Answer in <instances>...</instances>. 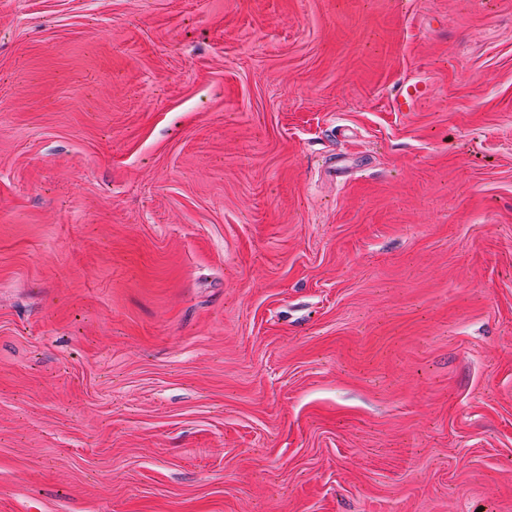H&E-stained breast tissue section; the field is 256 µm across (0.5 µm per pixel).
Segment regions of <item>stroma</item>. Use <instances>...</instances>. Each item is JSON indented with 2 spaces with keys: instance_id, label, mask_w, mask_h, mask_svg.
<instances>
[{
  "instance_id": "1",
  "label": "stroma",
  "mask_w": 512,
  "mask_h": 512,
  "mask_svg": "<svg viewBox=\"0 0 512 512\" xmlns=\"http://www.w3.org/2000/svg\"><path fill=\"white\" fill-rule=\"evenodd\" d=\"M0 512H512V0H0Z\"/></svg>"
}]
</instances>
